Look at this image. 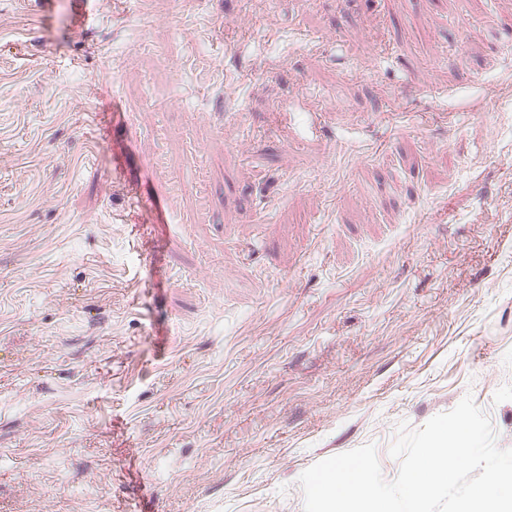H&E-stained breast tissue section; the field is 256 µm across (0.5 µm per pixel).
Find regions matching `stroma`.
<instances>
[{
	"label": "stroma",
	"mask_w": 512,
	"mask_h": 512,
	"mask_svg": "<svg viewBox=\"0 0 512 512\" xmlns=\"http://www.w3.org/2000/svg\"><path fill=\"white\" fill-rule=\"evenodd\" d=\"M75 2L0 0V512L512 449V0Z\"/></svg>",
	"instance_id": "35a3bbf8"
}]
</instances>
